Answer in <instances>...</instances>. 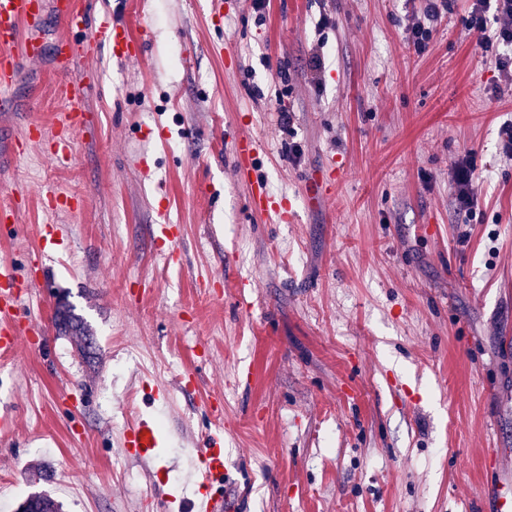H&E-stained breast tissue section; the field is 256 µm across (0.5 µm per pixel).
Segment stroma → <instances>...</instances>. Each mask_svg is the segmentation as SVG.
Segmentation results:
<instances>
[{
	"instance_id": "35a3bbf8",
	"label": "stroma",
	"mask_w": 512,
	"mask_h": 512,
	"mask_svg": "<svg viewBox=\"0 0 512 512\" xmlns=\"http://www.w3.org/2000/svg\"><path fill=\"white\" fill-rule=\"evenodd\" d=\"M75 2L143 49L57 70V38L87 32L48 12L43 54L23 61L0 119L6 138L32 120L50 128L66 108L59 85L84 91L68 165L35 147L39 179L24 158L0 172V201L30 198L0 229V260L20 281L40 277L22 306L43 340L0 355V409L16 417L0 434V504L16 512L45 489L62 512H144L152 486L192 496L188 471L220 425L235 512H494L512 483V161L498 138L512 91L491 94L468 0H448L420 54L419 0H268L259 12L251 0H153L148 13L139 0ZM241 133L265 146L245 175L231 153ZM330 167V195L308 206L306 179ZM257 178L292 201L294 222L251 209ZM44 186L84 210L48 213ZM161 201L177 264L155 243ZM62 298L93 327L95 359L57 333ZM186 370L194 384L174 388ZM216 398L218 420L206 412ZM131 413L155 419L170 479L149 480L123 453Z\"/></svg>"
}]
</instances>
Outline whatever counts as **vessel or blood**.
<instances>
[{"label":"vessel or blood","instance_id":"obj_1","mask_svg":"<svg viewBox=\"0 0 512 512\" xmlns=\"http://www.w3.org/2000/svg\"><path fill=\"white\" fill-rule=\"evenodd\" d=\"M57 9L69 26H89L90 34L82 44H71L62 38L57 42V53L62 66H69L78 58L97 55L101 49H110L113 62L137 55L142 50L140 42L134 41L127 28L111 17L101 15L94 21H87L86 15L77 9L74 0H59ZM47 12V0H0V107L9 108L13 89L20 79V59L32 60L41 56L43 46L33 31L38 27ZM31 29L28 38H21L22 29ZM61 93L67 110L52 131H45L37 123L26 125L20 139L11 140L7 147L0 149V156L14 160L23 153L24 145L35 141L46 143L48 153L58 163H68L72 155V133L82 124L83 94L80 87L65 84ZM263 150L262 143L250 135H240L234 139L232 154L241 170H249L256 156ZM45 199L52 211L74 213L79 211L81 200L46 190ZM251 201L255 211L263 215H275L279 221H290L293 208L284 206L270 195L265 185L252 186ZM21 291L11 266L0 264V349L11 351L20 341L31 340L38 330L31 319L20 317ZM159 444L156 427L148 418L141 417L128 425L122 446L140 464H148L157 456ZM224 435L222 431L211 433L204 448L198 451L199 464L194 467L190 478L196 488L191 498H176L166 495L161 502L162 512H224L223 496L213 490L216 482L222 481L227 467L224 462Z\"/></svg>","mask_w":512,"mask_h":512}]
</instances>
